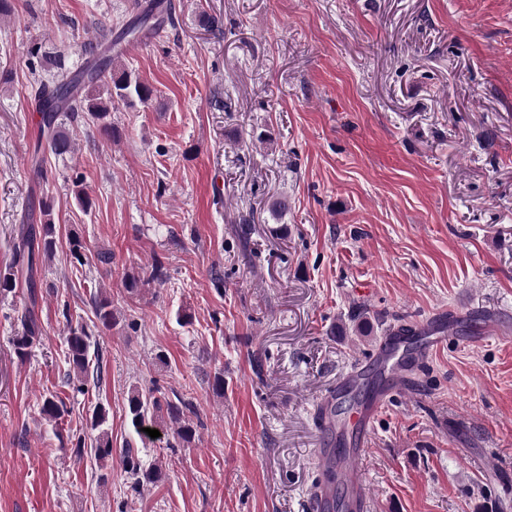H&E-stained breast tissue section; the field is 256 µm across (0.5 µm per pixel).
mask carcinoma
I'll return each mask as SVG.
<instances>
[{"mask_svg":"<svg viewBox=\"0 0 512 512\" xmlns=\"http://www.w3.org/2000/svg\"><path fill=\"white\" fill-rule=\"evenodd\" d=\"M164 12L163 0H148L142 12L112 40V54L101 57V43L89 42L84 45V61L72 68L67 67L64 59L59 56L41 53L38 45L31 48V56L40 57L42 71V75L37 78L35 91L40 123L37 147L32 155L34 166L39 168L44 163L45 158L40 155L43 150L55 156L71 154L76 150V139L70 127L82 118V114H87L98 129L112 138L115 136V128L112 126L115 104L122 102L132 105L137 101L144 103L151 99L152 88L139 76L121 66L122 43L140 37L148 27L160 29L164 24ZM52 211V204L42 203L44 222L41 227L23 224L19 229L17 257L25 269L29 288V305L20 317L23 332L12 338L14 353L21 361L28 358L34 339L41 333L34 312L37 302V260L42 255L53 253L55 224L51 219ZM91 303L102 326L110 328L118 322L119 317L109 297L94 295ZM66 344L70 366V373L66 374L67 381H77L76 391L82 392L89 377L101 374V362H92L91 348L95 342L85 327L77 326L69 328ZM189 409L190 403L178 395L163 400L134 390L129 397V411L136 432H141L143 428L172 429L188 445L194 438V430L185 421ZM41 412L48 422L55 424L67 413V407L56 396L50 395L44 399ZM107 421L106 408L97 406L90 418V428L97 435L90 444L89 454L101 466L112 457V439L106 429ZM127 463L138 486L154 484L165 477L159 464L146 470L141 469L133 461L130 450L127 451Z\"/></svg>","mask_w":512,"mask_h":512,"instance_id":"obj_1","label":"carcinoma"}]
</instances>
